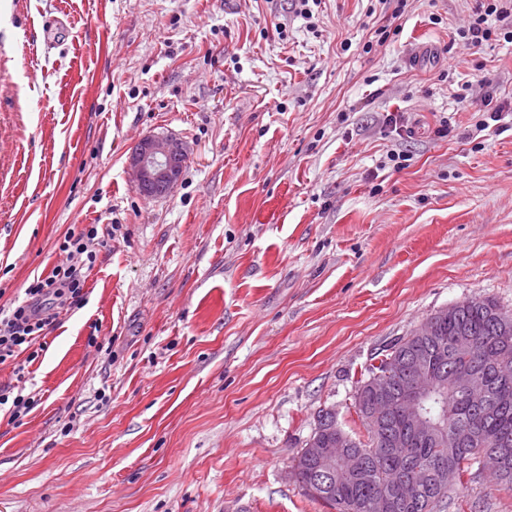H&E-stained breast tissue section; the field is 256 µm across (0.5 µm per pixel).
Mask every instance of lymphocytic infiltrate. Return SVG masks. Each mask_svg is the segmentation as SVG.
<instances>
[{"label": "lymphocytic infiltrate", "instance_id": "1", "mask_svg": "<svg viewBox=\"0 0 512 512\" xmlns=\"http://www.w3.org/2000/svg\"><path fill=\"white\" fill-rule=\"evenodd\" d=\"M476 2L468 25L457 29V39L478 49L498 40L512 43V0ZM98 243L97 225L66 232L57 246L74 257V264L55 267L46 276H34L24 290L23 301L0 307L1 365L21 356L30 362L36 360L37 344L45 331L57 324L61 313L83 306L85 272L97 261Z\"/></svg>", "mask_w": 512, "mask_h": 512}]
</instances>
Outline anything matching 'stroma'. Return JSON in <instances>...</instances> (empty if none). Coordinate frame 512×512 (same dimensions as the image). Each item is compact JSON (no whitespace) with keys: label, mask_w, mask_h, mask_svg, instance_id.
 <instances>
[{"label":"stroma","mask_w":512,"mask_h":512,"mask_svg":"<svg viewBox=\"0 0 512 512\" xmlns=\"http://www.w3.org/2000/svg\"><path fill=\"white\" fill-rule=\"evenodd\" d=\"M370 5L0 0V304L73 225L101 239L85 306L0 365L36 396L0 415V512H331L293 473L319 410L363 433L376 352L459 301L512 310V114L476 127L512 44L454 43L474 0H409L377 45ZM157 134L189 155L160 199L128 168ZM447 512L512 491L486 472Z\"/></svg>","instance_id":"stroma-1"}]
</instances>
